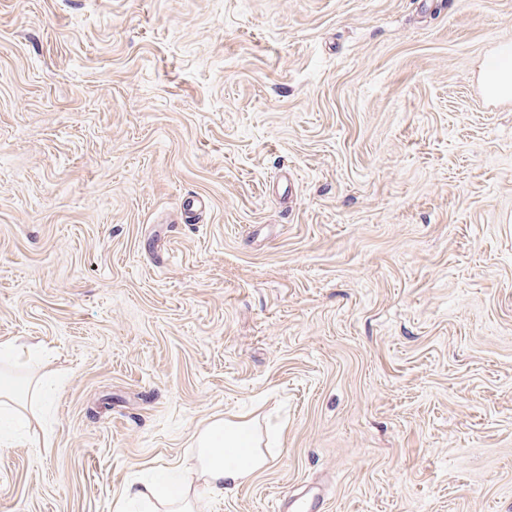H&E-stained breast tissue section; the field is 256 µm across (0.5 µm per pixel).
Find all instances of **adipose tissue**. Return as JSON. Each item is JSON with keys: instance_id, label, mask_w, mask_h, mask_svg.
Masks as SVG:
<instances>
[{"instance_id": "ef3b65f1", "label": "adipose tissue", "mask_w": 512, "mask_h": 512, "mask_svg": "<svg viewBox=\"0 0 512 512\" xmlns=\"http://www.w3.org/2000/svg\"><path fill=\"white\" fill-rule=\"evenodd\" d=\"M479 77L497 98L512 100V45H503L487 56L480 65ZM0 357L10 367L9 372H0V403L23 393L33 396L39 405L49 403L52 379L44 378L32 385L18 380L16 372L26 360L16 343L1 341ZM195 446L194 469L203 492L210 496L234 492L270 465L260 448L253 420L244 417L210 420L197 430ZM151 500L159 501L164 512H193L183 469L161 468L150 482L126 485L113 502V512H128L132 504Z\"/></svg>"}]
</instances>
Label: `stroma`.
Instances as JSON below:
<instances>
[{"label": "stroma", "mask_w": 512, "mask_h": 512, "mask_svg": "<svg viewBox=\"0 0 512 512\" xmlns=\"http://www.w3.org/2000/svg\"><path fill=\"white\" fill-rule=\"evenodd\" d=\"M512 0H0V339L61 380L0 512H512ZM484 88H489L498 99L512 100V45L505 44L487 56L479 68ZM193 468L203 493L224 497L270 466L261 450L254 421L214 418L195 434ZM153 499L165 507L164 512H194L185 473L179 467L159 468L150 482L126 485L114 500L113 511L129 512L132 504Z\"/></svg>", "instance_id": "35a3bbf8"}]
</instances>
